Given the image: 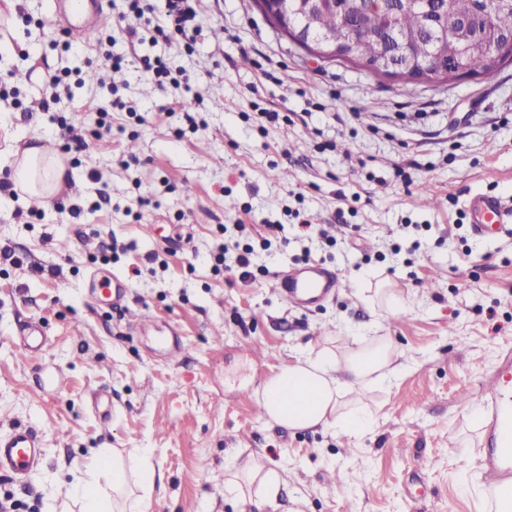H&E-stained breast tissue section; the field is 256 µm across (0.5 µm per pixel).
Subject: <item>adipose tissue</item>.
Here are the masks:
<instances>
[{"mask_svg":"<svg viewBox=\"0 0 512 512\" xmlns=\"http://www.w3.org/2000/svg\"><path fill=\"white\" fill-rule=\"evenodd\" d=\"M1 155L9 161L11 179L22 192L52 198L65 172L63 157L52 146L23 147L16 134L5 138ZM398 372L394 348L385 341L336 352L323 347L282 368L257 391L266 416L291 429L331 428L347 436H362L370 427L362 408H348L346 396L390 380ZM137 486H130L125 466L116 451L97 449L73 485L80 512H141L144 497L152 490L156 472L149 456H141ZM247 483L229 479L228 492H249L265 502L273 501L281 475L256 463L248 467Z\"/></svg>","mask_w":512,"mask_h":512,"instance_id":"ef3b65f1","label":"adipose tissue"}]
</instances>
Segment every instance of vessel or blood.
Wrapping results in <instances>:
<instances>
[{
    "label": "vessel or blood",
    "mask_w": 512,
    "mask_h": 512,
    "mask_svg": "<svg viewBox=\"0 0 512 512\" xmlns=\"http://www.w3.org/2000/svg\"><path fill=\"white\" fill-rule=\"evenodd\" d=\"M98 0H71V30L98 25L103 13ZM470 230L475 239L512 237V202L492 194L476 193L466 202ZM276 287L282 299L296 306L317 304L334 294V273L319 264L279 272ZM512 382V361H505L490 385L483 391L489 421L484 427V478L494 487L512 483V398L506 386ZM44 441L32 429L17 427L0 435V472L21 477L43 458Z\"/></svg>",
    "instance_id": "vessel-or-blood-1"
}]
</instances>
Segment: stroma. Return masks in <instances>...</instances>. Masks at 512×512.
Segmentation results:
<instances>
[{"label":"stroma","mask_w":512,"mask_h":512,"mask_svg":"<svg viewBox=\"0 0 512 512\" xmlns=\"http://www.w3.org/2000/svg\"><path fill=\"white\" fill-rule=\"evenodd\" d=\"M103 3L109 25L68 49L55 0H23L22 40L0 72L15 92L0 117L9 131L57 146L63 116L87 142L65 154L62 188L42 206L0 191V245L18 257L0 262V434L25 426L46 442L38 467L0 474V498L54 512L96 449L146 448L162 480L145 512H489L479 398L512 357V240L473 238L465 201H512V65L490 81H380L309 59L253 0H201L190 46L152 43L125 0ZM136 54L164 56L189 87L112 70L111 56ZM35 66L70 87L47 112ZM114 94L125 107L104 132L97 109ZM266 110L298 119L261 131ZM235 242L255 246L253 278L216 269ZM307 262L339 287L300 309L275 276ZM112 276L117 304L91 286ZM381 280L401 309L365 299ZM144 312L153 325L129 323ZM33 321L49 347L31 356L20 333ZM379 338L402 369L348 395L370 413L365 435L265 415L256 391L280 369L327 340ZM255 460L284 477L275 503L224 488Z\"/></svg>","instance_id":"stroma-1"}]
</instances>
